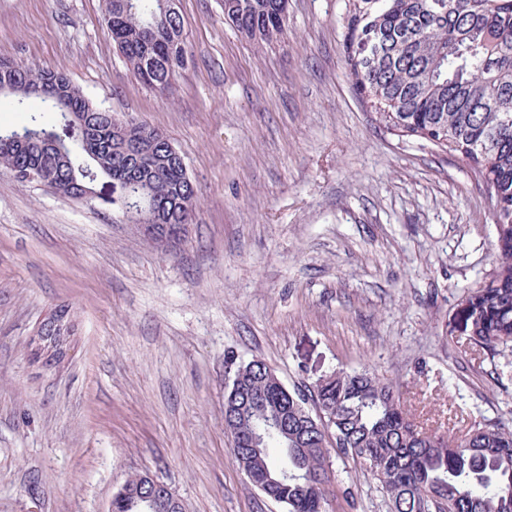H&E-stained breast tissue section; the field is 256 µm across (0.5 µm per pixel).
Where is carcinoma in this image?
Returning <instances> with one entry per match:
<instances>
[{
	"instance_id": "carcinoma-1",
	"label": "carcinoma",
	"mask_w": 512,
	"mask_h": 512,
	"mask_svg": "<svg viewBox=\"0 0 512 512\" xmlns=\"http://www.w3.org/2000/svg\"><path fill=\"white\" fill-rule=\"evenodd\" d=\"M346 10L344 57L379 124L433 142L493 184L495 268L461 295L458 321L470 345L512 351V0H347ZM286 11L287 0H224V20L256 45L283 32ZM104 22L134 77L167 91L187 54L175 0H105ZM1 84L40 106L0 127V166L18 178L42 171L72 194L116 185L128 220L155 211L183 223L174 201L194 188L168 141L146 138V159L118 150L117 118L63 72L0 59ZM49 112L60 119L47 123ZM233 379L224 398L233 460L288 512H326L334 456L369 468L388 512H512V427L502 422L440 432L368 370L339 369L311 396L262 361Z\"/></svg>"
}]
</instances>
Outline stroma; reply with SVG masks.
Listing matches in <instances>:
<instances>
[{"label": "stroma", "instance_id": "35a3bbf8", "mask_svg": "<svg viewBox=\"0 0 512 512\" xmlns=\"http://www.w3.org/2000/svg\"><path fill=\"white\" fill-rule=\"evenodd\" d=\"M345 3L288 0L259 47L223 0H179L188 58L161 95L127 68L103 0H0V58L163 132L197 192L165 253L111 197L0 166V512H108L145 473L186 512H287L224 429L233 371L254 359L305 390L375 370L459 429L512 422V352L454 326L494 268L492 202L466 161L379 126L344 59ZM60 310L71 345L48 368L31 340ZM333 469L328 512H387L363 465Z\"/></svg>", "mask_w": 512, "mask_h": 512}]
</instances>
